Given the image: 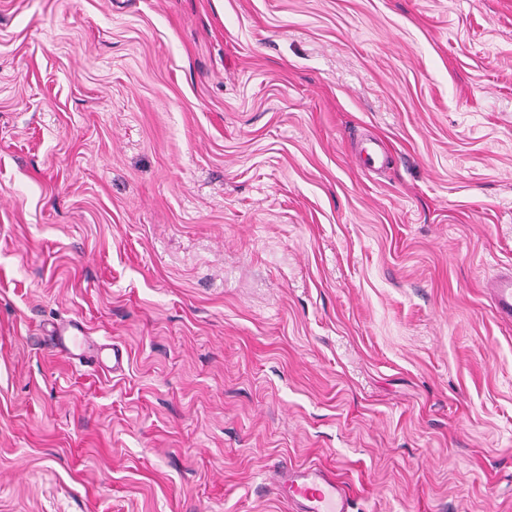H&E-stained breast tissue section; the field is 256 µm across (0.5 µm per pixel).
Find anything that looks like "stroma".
Here are the masks:
<instances>
[{
	"label": "stroma",
	"mask_w": 512,
	"mask_h": 512,
	"mask_svg": "<svg viewBox=\"0 0 512 512\" xmlns=\"http://www.w3.org/2000/svg\"><path fill=\"white\" fill-rule=\"evenodd\" d=\"M505 268L512 0H0V512H512ZM493 304L501 318L512 320V274L494 277L490 283ZM53 344L55 348L69 356L83 357L88 340L82 324L73 320L54 329ZM272 483L302 512H348L349 493L334 473L312 468L273 467Z\"/></svg>",
	"instance_id": "35a3bbf8"
}]
</instances>
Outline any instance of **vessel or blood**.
<instances>
[{
    "label": "vessel or blood",
    "mask_w": 512,
    "mask_h": 512,
    "mask_svg": "<svg viewBox=\"0 0 512 512\" xmlns=\"http://www.w3.org/2000/svg\"><path fill=\"white\" fill-rule=\"evenodd\" d=\"M489 286L496 313L512 320V274L494 277ZM55 348L72 357L83 356L88 340L83 326L73 320L54 330ZM272 482L286 501L302 512H348V489L334 473L312 468H274Z\"/></svg>",
    "instance_id": "vessel-or-blood-1"
}]
</instances>
